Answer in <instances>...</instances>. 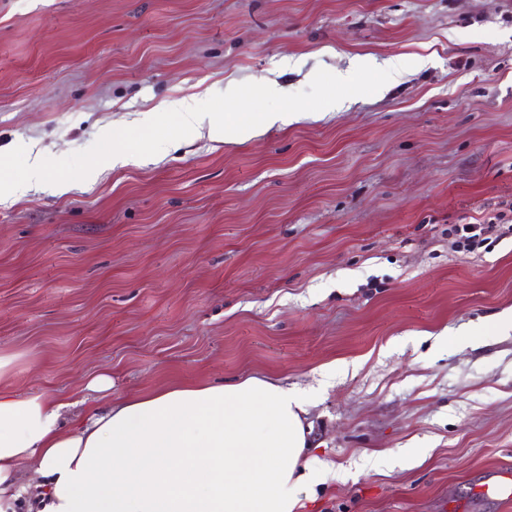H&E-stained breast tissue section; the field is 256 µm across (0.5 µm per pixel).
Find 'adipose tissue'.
Returning a JSON list of instances; mask_svg holds the SVG:
<instances>
[{
	"label": "adipose tissue",
	"mask_w": 512,
	"mask_h": 512,
	"mask_svg": "<svg viewBox=\"0 0 512 512\" xmlns=\"http://www.w3.org/2000/svg\"><path fill=\"white\" fill-rule=\"evenodd\" d=\"M402 75L398 60L364 57L337 71L326 111L345 105L358 73ZM191 131L243 141L248 121L171 102ZM67 401L0 392V512H297L310 485L306 396L248 377L175 385L91 405L64 428Z\"/></svg>",
	"instance_id": "1"
}]
</instances>
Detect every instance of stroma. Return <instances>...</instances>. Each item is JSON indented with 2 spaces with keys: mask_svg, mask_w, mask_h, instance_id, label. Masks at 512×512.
<instances>
[{
  "mask_svg": "<svg viewBox=\"0 0 512 512\" xmlns=\"http://www.w3.org/2000/svg\"><path fill=\"white\" fill-rule=\"evenodd\" d=\"M270 81L244 142L167 107ZM511 200L512 0H0V388L311 392L300 512H512V236L456 234ZM383 69L391 81H396L402 76L401 65L396 59H389L379 63L375 58H358L352 61L346 70H339L335 75V84L341 89L353 91L356 89V75L365 70Z\"/></svg>",
  "mask_w": 512,
  "mask_h": 512,
  "instance_id": "35a3bbf8",
  "label": "stroma"
}]
</instances>
